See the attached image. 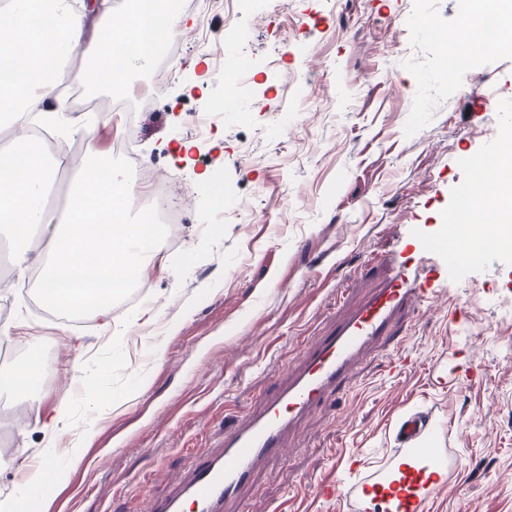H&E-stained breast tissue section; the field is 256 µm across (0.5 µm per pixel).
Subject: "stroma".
I'll list each match as a JSON object with an SVG mask.
<instances>
[{"instance_id":"obj_1","label":"stroma","mask_w":512,"mask_h":512,"mask_svg":"<svg viewBox=\"0 0 512 512\" xmlns=\"http://www.w3.org/2000/svg\"><path fill=\"white\" fill-rule=\"evenodd\" d=\"M461 15L459 0L191 7L176 29L179 77L158 87L147 72L145 111L66 109L72 163L88 143L109 152L132 136L180 221L140 275L151 320L117 340L91 318L35 315L33 278L0 271V324L23 317L38 337L46 408L68 407L76 426L99 420L78 468L67 469L72 437H61L49 467L62 477L27 512H144L192 456L219 447L259 391L287 382L305 344L382 287L379 255L418 273L425 304L406 335L367 352L289 431L281 456L259 463L241 512H349L317 484L357 481L349 467L360 454L369 470L390 467L412 412L459 459L429 512H512V256L457 266L444 240L468 159L512 134V53L455 72L431 34L452 33ZM201 26L227 67L246 57L248 89H226L196 46ZM232 94L235 118L198 137L199 120ZM233 205L250 221L206 225ZM399 355L411 364L396 373ZM76 361L77 383L66 372ZM22 451L40 457L42 436L25 400L0 394V458Z\"/></svg>"}]
</instances>
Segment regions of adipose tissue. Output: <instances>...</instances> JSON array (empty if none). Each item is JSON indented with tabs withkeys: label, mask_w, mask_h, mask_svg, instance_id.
Instances as JSON below:
<instances>
[{
	"label": "adipose tissue",
	"mask_w": 512,
	"mask_h": 512,
	"mask_svg": "<svg viewBox=\"0 0 512 512\" xmlns=\"http://www.w3.org/2000/svg\"><path fill=\"white\" fill-rule=\"evenodd\" d=\"M125 21L94 0H0V63L10 71L0 79V127L10 130V147L0 153V233L14 245L19 275L36 273L39 296L47 306L69 315L100 320L103 329L124 332L112 317V302L151 260L162 236L160 225L133 211V185L112 167L103 152L88 147L73 175L66 216L57 218L47 204L66 155L45 156L31 148L33 124H59L61 112L46 110L51 91L78 84L108 89L113 75L149 69L179 21L174 0H139ZM80 67H72L73 55ZM495 224H459L450 244L467 256L505 236ZM28 358L0 368V391L25 398L48 448L67 432L69 412H43L45 363L38 342L26 337Z\"/></svg>",
	"instance_id": "1"
}]
</instances>
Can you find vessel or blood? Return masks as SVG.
I'll list each match as a JSON object with an SVG mask.
<instances>
[{
    "instance_id": "b4317fda",
    "label": "vessel or blood",
    "mask_w": 512,
    "mask_h": 512,
    "mask_svg": "<svg viewBox=\"0 0 512 512\" xmlns=\"http://www.w3.org/2000/svg\"><path fill=\"white\" fill-rule=\"evenodd\" d=\"M423 303L413 280L389 270L383 288L371 292L335 332L306 346L299 369L287 383L262 394L257 407L225 433L218 449L191 459L185 477L166 496L152 500L150 512H184L188 506L193 512H224L250 484L257 464L283 453L288 429L335 392L359 358L382 344L403 314ZM427 427L422 415L401 421L400 443L416 465L381 473L372 485L373 497L359 504V512H424L435 492L425 472L440 465L437 450L423 445Z\"/></svg>"
}]
</instances>
